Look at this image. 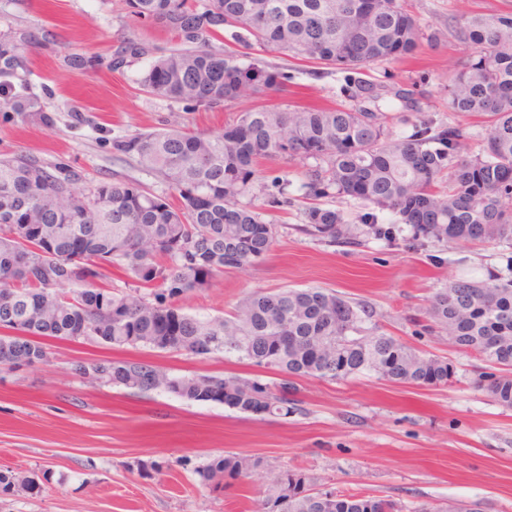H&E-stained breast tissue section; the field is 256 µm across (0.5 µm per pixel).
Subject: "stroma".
I'll return each instance as SVG.
<instances>
[{"label": "stroma", "mask_w": 512, "mask_h": 512, "mask_svg": "<svg viewBox=\"0 0 512 512\" xmlns=\"http://www.w3.org/2000/svg\"><path fill=\"white\" fill-rule=\"evenodd\" d=\"M431 41L414 58L365 67L363 79L419 91L424 111L448 120L444 89L464 43L448 29L455 16L512 13V0H407ZM129 37L153 55L169 50L170 33L129 17L122 0H0V41L18 45L25 66L17 80L45 106L44 116L20 119L0 104V155L26 152L79 172L77 192L100 181L155 178L112 158V139L169 128L216 131L244 103L205 109L142 92L147 58L109 67ZM250 55L284 67L281 109L342 102L343 72L252 48ZM306 200L270 214L278 235L267 258L214 277L180 298L186 313L220 317L256 290L328 288L370 305L384 332L407 345L446 357L457 368L448 388L401 386L372 376L342 382L297 380L301 411L286 419L251 417L216 403H193L163 391L132 394L84 381L72 371L89 360L129 359L171 374L254 368L218 356H192L145 347L113 348L86 340L50 341L48 362L0 369V467L37 472L41 490L0 492V512H255L267 473L299 469L314 486L422 503L480 501L488 512H512V408L494 402L475 383L490 368L457 350L447 335L426 329L423 312L449 279L512 276V244L456 241L413 248L404 240L367 238L328 244L299 232ZM228 453L259 465L224 489L203 487L198 466ZM159 473L141 477L139 461Z\"/></svg>", "instance_id": "1"}]
</instances>
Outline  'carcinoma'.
<instances>
[{
  "label": "carcinoma",
  "instance_id": "obj_1",
  "mask_svg": "<svg viewBox=\"0 0 512 512\" xmlns=\"http://www.w3.org/2000/svg\"><path fill=\"white\" fill-rule=\"evenodd\" d=\"M129 14L171 32L175 47L143 71L141 90L154 97L227 106L282 90L289 75L231 49L213 48L219 32L292 58L348 70V104L253 107L219 132L159 130L115 137L112 154L133 161L178 193L180 205L135 181L98 182L78 195L81 174L50 167L30 154L0 157V367L48 360L45 338L83 339L112 347L142 346L190 355H220L270 372L280 382L238 374L172 375L135 360L79 362L75 373L133 392L160 389L191 402L222 403L239 413L286 419L301 412L288 398L291 380L341 381L369 375L388 383L448 387L457 382L448 359L418 351L380 332L367 304L324 288L257 290L222 318L182 311L175 302L229 269L263 261L277 225L268 212L290 203L288 177L274 180L265 207L244 204L265 159L310 163L300 188L312 201L302 231L328 243H357L340 211L317 200L332 194L362 201L393 217L368 232L393 243L408 227L413 247L450 241H512V15L460 19L449 30L468 49L446 87L448 111L481 117L487 137L459 121L421 111L400 89L396 134L382 111L383 86L351 72L413 55L424 39L400 0H124ZM149 47L132 38L112 56L120 69ZM24 67L17 45L0 42V99L26 118L44 105L17 89ZM484 225L477 239L473 228ZM115 267L131 283L100 285ZM428 328L500 366L477 387L512 407V277L453 279L425 309ZM259 461L226 454L197 469L203 485L229 484ZM257 512H406L390 498L313 488L298 470L267 475ZM34 494L39 477L0 468V490Z\"/></svg>",
  "mask_w": 512,
  "mask_h": 512
}]
</instances>
